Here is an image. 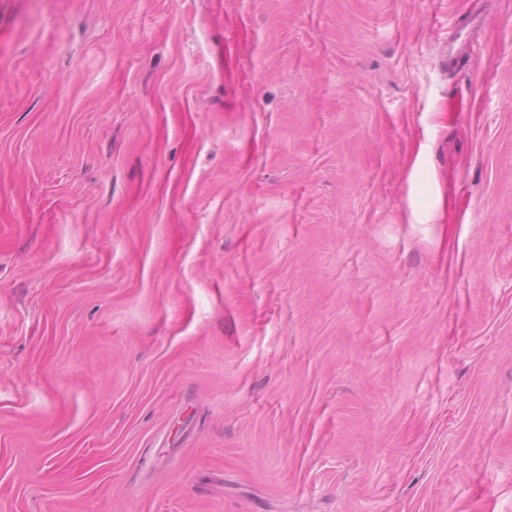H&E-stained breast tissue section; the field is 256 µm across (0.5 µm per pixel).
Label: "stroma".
<instances>
[{"label": "stroma", "instance_id": "1", "mask_svg": "<svg viewBox=\"0 0 512 512\" xmlns=\"http://www.w3.org/2000/svg\"><path fill=\"white\" fill-rule=\"evenodd\" d=\"M0 512H512V0H0Z\"/></svg>", "mask_w": 512, "mask_h": 512}]
</instances>
